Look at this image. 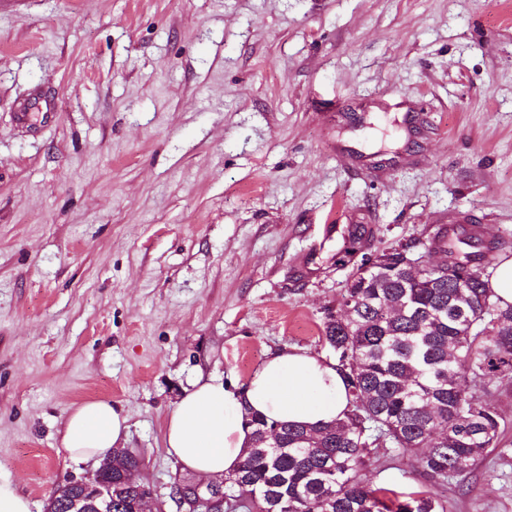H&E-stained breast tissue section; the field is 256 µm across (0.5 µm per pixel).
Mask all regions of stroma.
I'll return each instance as SVG.
<instances>
[{"label":"stroma","mask_w":512,"mask_h":512,"mask_svg":"<svg viewBox=\"0 0 512 512\" xmlns=\"http://www.w3.org/2000/svg\"><path fill=\"white\" fill-rule=\"evenodd\" d=\"M436 224L512 259V0H0V483L44 512L93 471L66 413L108 399L178 512L183 390L335 359L351 271ZM491 399L509 455L441 487L377 450L370 484L512 512Z\"/></svg>","instance_id":"35a3bbf8"}]
</instances>
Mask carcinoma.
Returning <instances> with one entry per match:
<instances>
[{
    "label": "carcinoma",
    "instance_id": "1",
    "mask_svg": "<svg viewBox=\"0 0 512 512\" xmlns=\"http://www.w3.org/2000/svg\"><path fill=\"white\" fill-rule=\"evenodd\" d=\"M367 224H350L344 240L362 244ZM437 256L418 276L406 258ZM458 228L432 227L380 252L347 280L340 312L324 323L350 396L344 418L320 429L252 415V441L225 478L228 512H446L440 499L405 501L373 489L364 473L376 448L417 457L427 483L463 484L473 466L499 448L502 417L488 396L512 387V304L490 286L488 255L465 250ZM143 482L122 484L112 512H136Z\"/></svg>",
    "mask_w": 512,
    "mask_h": 512
}]
</instances>
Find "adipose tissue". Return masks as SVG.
<instances>
[{"mask_svg": "<svg viewBox=\"0 0 512 512\" xmlns=\"http://www.w3.org/2000/svg\"><path fill=\"white\" fill-rule=\"evenodd\" d=\"M349 406L335 361L298 348L270 354L238 385L197 378L165 424L164 446L182 470L211 480L234 473L251 443L249 412L288 424L320 427L344 418ZM128 418L110 400L82 403L64 417L62 445L76 464H98L121 448Z\"/></svg>", "mask_w": 512, "mask_h": 512, "instance_id": "adipose-tissue-1", "label": "adipose tissue"}]
</instances>
